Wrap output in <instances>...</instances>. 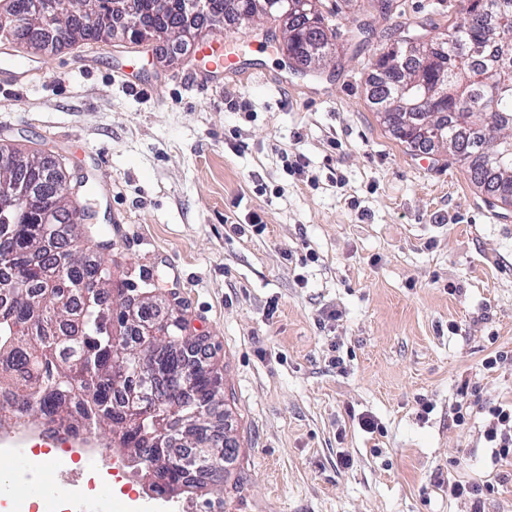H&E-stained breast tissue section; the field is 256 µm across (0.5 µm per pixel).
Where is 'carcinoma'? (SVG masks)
<instances>
[{"mask_svg": "<svg viewBox=\"0 0 512 512\" xmlns=\"http://www.w3.org/2000/svg\"><path fill=\"white\" fill-rule=\"evenodd\" d=\"M98 39L111 34L106 20L112 0H96ZM158 0H136L137 12L157 21L160 28L176 25L181 0L160 13ZM503 10L493 23L457 26L450 40L399 39L377 58L372 86L381 107L397 110L390 97L396 83L409 87L418 98L423 87L443 77L448 80V100L436 111L448 113V155L474 181L505 204L512 202V165L500 168L487 161L495 137L512 138V0H501ZM441 59L426 68L403 61L404 47ZM9 180L19 197L10 206L0 198V270L10 273L11 297L0 302V430L40 424L58 413L72 427L93 437L108 436L113 452L137 468L144 455L152 469L141 468L139 477L152 493L167 498L203 495L208 482L192 471L174 465L173 448H201L210 427L207 410L221 402V377L212 369L194 377L191 394L179 391L190 362L184 337L177 329L151 344L136 333L137 323L112 321L111 273L98 264L91 268L74 238L65 236L79 212L64 191L48 190L37 162L21 157ZM71 257L68 277L98 283L99 297L77 304L71 289L49 285L52 267L48 248ZM164 279L141 281L130 289L141 299L138 320L152 319L158 298L166 295ZM147 373L157 397L165 401L150 407L137 421L126 417L127 395L138 389Z\"/></svg>", "mask_w": 512, "mask_h": 512, "instance_id": "obj_1", "label": "carcinoma"}]
</instances>
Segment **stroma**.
Instances as JSON below:
<instances>
[{"label": "stroma", "instance_id": "obj_1", "mask_svg": "<svg viewBox=\"0 0 512 512\" xmlns=\"http://www.w3.org/2000/svg\"><path fill=\"white\" fill-rule=\"evenodd\" d=\"M318 5L333 45L318 71L268 41L271 17L206 23L177 46L118 35L35 53L6 34L0 144L85 179L113 287L164 273L210 346L229 404L213 421L244 478L223 512H472L449 479L491 483L485 512H512V462L484 438L490 408L512 401V360L480 367L512 351V206L445 151L407 149L369 96L387 43L451 33L465 13L460 0ZM356 18L368 37L352 38ZM234 46L237 70L212 68ZM463 390L476 403L458 427ZM119 468L105 512L219 499H154Z\"/></svg>", "mask_w": 512, "mask_h": 512}]
</instances>
